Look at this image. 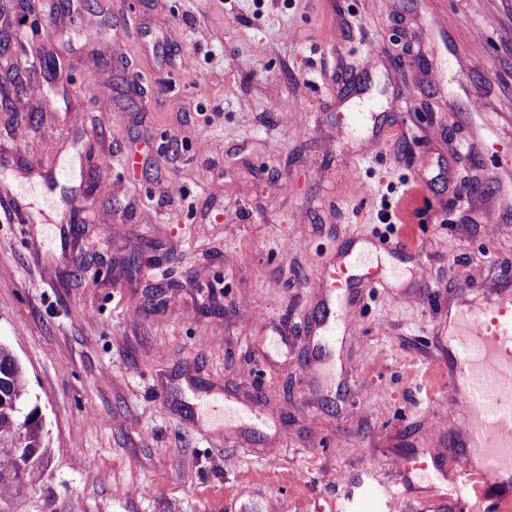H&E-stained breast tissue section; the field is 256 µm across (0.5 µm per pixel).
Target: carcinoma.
<instances>
[{
    "label": "carcinoma",
    "instance_id": "carcinoma-1",
    "mask_svg": "<svg viewBox=\"0 0 512 512\" xmlns=\"http://www.w3.org/2000/svg\"><path fill=\"white\" fill-rule=\"evenodd\" d=\"M27 376L11 348L0 342V512H21L24 476L40 482L52 450L38 407L30 408Z\"/></svg>",
    "mask_w": 512,
    "mask_h": 512
}]
</instances>
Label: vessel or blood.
<instances>
[{
  "label": "vessel or blood",
  "instance_id": "b4317fda",
  "mask_svg": "<svg viewBox=\"0 0 512 512\" xmlns=\"http://www.w3.org/2000/svg\"><path fill=\"white\" fill-rule=\"evenodd\" d=\"M353 264L364 269L360 280L351 279L347 266L322 264L328 297L357 282L386 287L389 273L383 266L368 265L361 255ZM457 304L448 313V334L454 340L448 350L450 397L464 409L475 457L463 476L475 482L482 512H494L512 496V290L483 295L466 286L459 289Z\"/></svg>",
  "mask_w": 512,
  "mask_h": 512
}]
</instances>
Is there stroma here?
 <instances>
[{"label":"stroma","instance_id":"obj_1","mask_svg":"<svg viewBox=\"0 0 512 512\" xmlns=\"http://www.w3.org/2000/svg\"><path fill=\"white\" fill-rule=\"evenodd\" d=\"M509 169L512 0L6 6L0 341L47 512H412L399 459L457 496L448 302L512 287ZM390 232L397 296L310 379L320 258Z\"/></svg>","mask_w":512,"mask_h":512}]
</instances>
